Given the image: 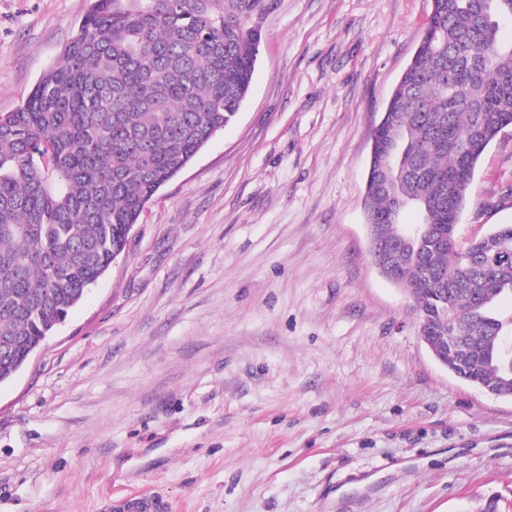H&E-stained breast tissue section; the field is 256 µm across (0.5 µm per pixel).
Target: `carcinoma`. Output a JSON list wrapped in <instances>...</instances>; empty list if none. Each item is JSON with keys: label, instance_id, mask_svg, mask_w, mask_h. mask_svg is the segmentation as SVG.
<instances>
[{"label": "carcinoma", "instance_id": "1", "mask_svg": "<svg viewBox=\"0 0 512 512\" xmlns=\"http://www.w3.org/2000/svg\"><path fill=\"white\" fill-rule=\"evenodd\" d=\"M277 0H89L77 35L26 101L0 114V380L10 378L122 254L146 204L231 123ZM512 0H433L372 134L365 219L400 253L395 285L457 373L512 397L489 359L512 293V224L464 246L477 164L512 127ZM419 216L409 235L402 214Z\"/></svg>", "mask_w": 512, "mask_h": 512}]
</instances>
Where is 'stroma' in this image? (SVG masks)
<instances>
[{
	"label": "stroma",
	"mask_w": 512,
	"mask_h": 512,
	"mask_svg": "<svg viewBox=\"0 0 512 512\" xmlns=\"http://www.w3.org/2000/svg\"><path fill=\"white\" fill-rule=\"evenodd\" d=\"M88 0H0V114ZM431 0H278L250 94L0 383V512H512V399L429 355L372 264L371 134ZM458 243L512 224V127ZM119 512H165L167 503L158 494L132 492L114 501Z\"/></svg>",
	"instance_id": "stroma-1"
}]
</instances>
